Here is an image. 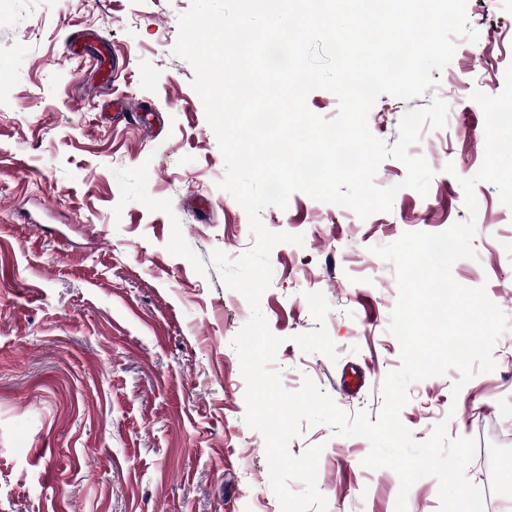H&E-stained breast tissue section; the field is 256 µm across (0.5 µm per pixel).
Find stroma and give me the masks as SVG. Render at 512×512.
I'll list each match as a JSON object with an SVG mask.
<instances>
[{
	"instance_id": "obj_1",
	"label": "stroma",
	"mask_w": 512,
	"mask_h": 512,
	"mask_svg": "<svg viewBox=\"0 0 512 512\" xmlns=\"http://www.w3.org/2000/svg\"><path fill=\"white\" fill-rule=\"evenodd\" d=\"M190 5L0 0V512H282L231 346L251 308L212 260L255 238L219 186L194 70L173 53ZM466 15L478 39L455 37L435 85L409 101L380 95L367 118L392 146L406 111L447 104L445 127L424 126L408 149L433 172L428 195L402 188L390 211L357 221L302 192L260 213L267 230L303 237L270 253L260 308L283 340L273 368L286 391L312 380L351 416L377 420L401 366L395 267L373 249L467 219L461 181L485 152L471 95L499 94L512 65V0H467ZM88 32L112 77L86 70L77 94L67 47ZM118 96L141 103L140 119L114 117ZM474 196L475 255L451 273L512 320V209L493 183ZM493 358L465 383L455 368L412 383L400 419L419 441L441 422L476 440L465 476L492 490L490 512H512V330ZM351 366L364 385L346 396L336 384ZM316 444L327 512H395L399 477L363 466L367 439L305 423L288 449Z\"/></svg>"
}]
</instances>
